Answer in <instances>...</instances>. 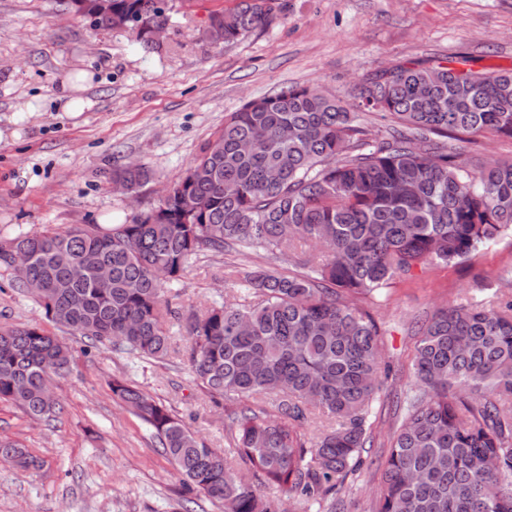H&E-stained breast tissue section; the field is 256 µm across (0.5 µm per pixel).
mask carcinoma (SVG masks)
<instances>
[{"mask_svg":"<svg viewBox=\"0 0 512 512\" xmlns=\"http://www.w3.org/2000/svg\"><path fill=\"white\" fill-rule=\"evenodd\" d=\"M84 20L96 0H65ZM170 0H112L113 30L146 46L171 22ZM272 20L269 0L213 11L210 42L232 43ZM393 127L364 139L362 114ZM490 132L512 140V70L479 72L424 60L376 70L348 102L288 86L224 117L171 194L122 224L47 227L0 240L16 287L40 282L45 318L74 337L136 359L164 358L166 322L185 320L194 379L223 407L234 460L210 447L151 394L110 384L153 431L183 484L224 512H284L281 496L331 505L372 438L382 375L379 326L362 305L432 264H461L512 235V161H473L446 140ZM133 189L138 166L112 171ZM320 250L298 273L232 271L224 302L173 307L172 286L209 253L277 259ZM20 252L17 266L8 254ZM112 270V287L95 271ZM251 287L255 301L234 295ZM72 348L44 328L0 330V401L34 419L57 416L51 384ZM410 391L371 512H512V302L435 310L420 328ZM274 396V413L226 402ZM336 426L311 438L315 411ZM0 463L35 468L0 438Z\"/></svg>","mask_w":512,"mask_h":512,"instance_id":"cac0c4a2","label":"carcinoma"}]
</instances>
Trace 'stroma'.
<instances>
[{
    "label": "stroma",
    "instance_id": "35a3bbf8",
    "mask_svg": "<svg viewBox=\"0 0 512 512\" xmlns=\"http://www.w3.org/2000/svg\"><path fill=\"white\" fill-rule=\"evenodd\" d=\"M236 0H174L157 48L130 33L95 29L60 0H0V239L45 227L109 226L158 204L226 113L290 85L351 100L367 73L397 62L467 58L477 70H512V0H274L273 19L236 42L203 36L209 14ZM70 82L82 112L65 110ZM145 165L134 196L114 191L112 171ZM256 257H200L175 289L185 308L223 301L229 265ZM512 296V237L460 265L434 264L393 280L370 305L391 367L378 391L373 443L346 482L345 512H368L376 472L391 446L396 394L410 381L417 320L441 304ZM34 298L0 268V328L45 324ZM165 360H138L103 346L83 353L59 379L64 407L35 420L0 402V437L23 443L36 468L0 466V512H224L188 496L157 439L113 397L123 377L166 404L214 448H227V421L194 380L183 322L167 323Z\"/></svg>",
    "mask_w": 512,
    "mask_h": 512
}]
</instances>
